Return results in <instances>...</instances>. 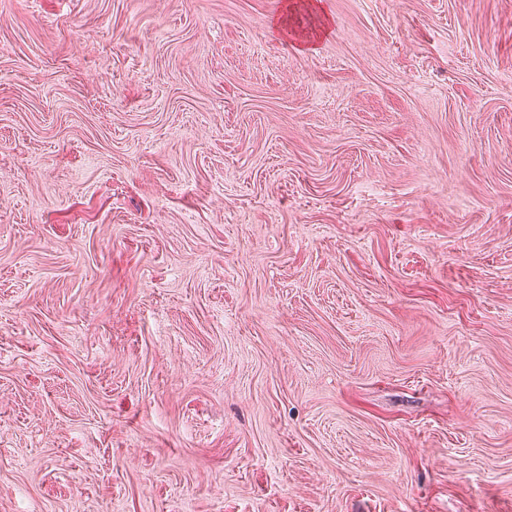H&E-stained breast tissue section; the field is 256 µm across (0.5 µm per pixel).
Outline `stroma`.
I'll use <instances>...</instances> for the list:
<instances>
[{
    "label": "stroma",
    "instance_id": "35a3bbf8",
    "mask_svg": "<svg viewBox=\"0 0 512 512\" xmlns=\"http://www.w3.org/2000/svg\"><path fill=\"white\" fill-rule=\"evenodd\" d=\"M0 0V512H512V0Z\"/></svg>",
    "mask_w": 512,
    "mask_h": 512
}]
</instances>
